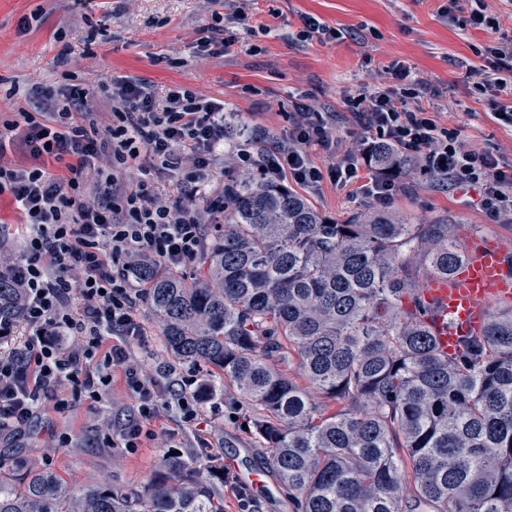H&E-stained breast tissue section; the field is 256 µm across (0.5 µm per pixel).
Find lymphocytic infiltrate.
Returning a JSON list of instances; mask_svg holds the SVG:
<instances>
[{"mask_svg":"<svg viewBox=\"0 0 512 512\" xmlns=\"http://www.w3.org/2000/svg\"><path fill=\"white\" fill-rule=\"evenodd\" d=\"M445 17L460 28L492 34L481 50L487 68H468L473 90L499 95L512 74V40L501 18L483 0H447ZM391 86L359 92L348 100L363 134L357 151L336 156L327 168L311 163L307 149L334 142L320 112L292 115L287 139L271 148L245 142L237 150L241 166L268 182L285 179L315 187L323 179L359 184L374 202L387 203L393 181L379 175L362 180L359 171L372 149L389 144L402 157H419L424 169L452 187H475L492 218H512V164L467 148L456 127L438 123L416 105L418 83L404 63L389 68ZM117 108L112 122L94 117L95 88L27 90V108L0 123V158L20 150L29 167L0 165V195H10L23 217V258L6 274L23 296V319L30 330L23 349L0 356V435L19 432L44 402L61 411L60 394L72 383L91 403L108 397L114 368H122L134 405L109 444L134 448L144 421L178 408L184 423L197 424L200 392L180 387L164 397L155 378L132 361L128 346L143 334L135 317L146 283L137 274L144 263L177 268L194 261L205 242V227L224 215V195L202 203L194 197L224 158V104L185 87L169 89L157 101L148 82L126 80L106 90ZM68 160V177L51 173L47 160ZM179 175L183 199L170 200L155 188L159 174ZM93 193L80 190L85 175Z\"/></svg>","mask_w":512,"mask_h":512,"instance_id":"obj_1","label":"lymphocytic infiltrate"}]
</instances>
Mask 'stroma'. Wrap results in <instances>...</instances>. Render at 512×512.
I'll use <instances>...</instances> for the list:
<instances>
[{
  "label": "stroma",
  "mask_w": 512,
  "mask_h": 512,
  "mask_svg": "<svg viewBox=\"0 0 512 512\" xmlns=\"http://www.w3.org/2000/svg\"><path fill=\"white\" fill-rule=\"evenodd\" d=\"M444 0H93L88 10L71 0H0V120L14 119L16 100L6 91L16 85H107L114 80L142 79L158 94L181 86L222 101L224 111L262 142L288 133V115L312 107L335 121L338 151L356 148L361 136L347 101L358 91L390 84L388 66L405 62L423 88L417 103L439 121L461 127L469 147L512 161V127L499 123L496 105L512 103L501 95L490 102L469 86L468 66H484L478 47L487 33L460 29L438 13ZM342 31L337 41H300L306 15ZM28 29H20L21 19ZM232 20L236 42L224 53L199 51L197 40L217 19ZM99 33L86 43L90 24ZM317 209L342 222L370 209L355 187L323 181L304 189ZM388 210L418 219L456 220L459 241L479 228L482 236L512 240V223H499L482 209L476 190L445 188L411 158L396 179ZM135 313L143 338L132 344L133 359L161 385L196 377L206 379L202 363H178L161 347L160 328L145 300ZM71 406L46 410L20 433L0 437V468L33 459L70 486L104 484L129 495L162 474L169 445L181 455H201L202 433L214 447L243 468L260 465L263 450L233 404L234 389L201 401L204 431L182 422L177 412L146 423L148 437L136 448L107 444L104 420L120 425L124 415L111 403L90 408L74 388L64 390Z\"/></svg>",
  "instance_id": "obj_1"
}]
</instances>
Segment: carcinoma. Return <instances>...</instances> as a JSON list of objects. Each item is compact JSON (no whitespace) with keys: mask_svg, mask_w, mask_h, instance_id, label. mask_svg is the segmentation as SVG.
Wrapping results in <instances>:
<instances>
[{"mask_svg":"<svg viewBox=\"0 0 512 512\" xmlns=\"http://www.w3.org/2000/svg\"><path fill=\"white\" fill-rule=\"evenodd\" d=\"M371 163L406 166L385 145ZM279 188L228 176L199 279L139 269L163 348L214 369L209 393L232 385L293 512H512V306L448 355L420 295L465 259L453 222L338 223ZM21 314L0 278V319ZM163 471L128 497L21 463L20 480L0 474V512H223L209 466L176 455Z\"/></svg>","mask_w":512,"mask_h":512,"instance_id":"carcinoma-1","label":"carcinoma"}]
</instances>
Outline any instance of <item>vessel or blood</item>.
<instances>
[{
  "instance_id": "b4317fda",
  "label": "vessel or blood",
  "mask_w": 512,
  "mask_h": 512,
  "mask_svg": "<svg viewBox=\"0 0 512 512\" xmlns=\"http://www.w3.org/2000/svg\"><path fill=\"white\" fill-rule=\"evenodd\" d=\"M466 251V261L453 276L429 280L424 288L446 353L454 352L458 337L482 329L492 304H512V243L473 238Z\"/></svg>"
}]
</instances>
